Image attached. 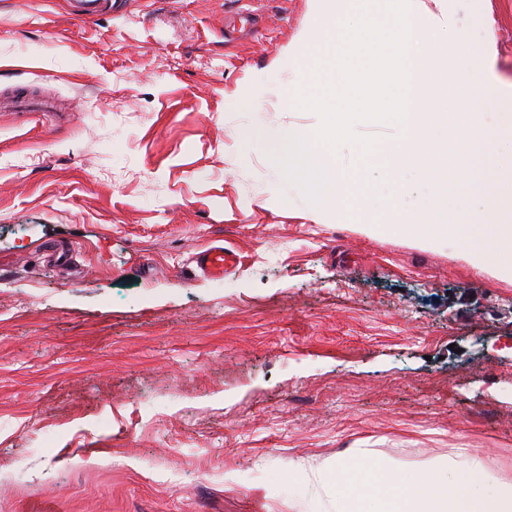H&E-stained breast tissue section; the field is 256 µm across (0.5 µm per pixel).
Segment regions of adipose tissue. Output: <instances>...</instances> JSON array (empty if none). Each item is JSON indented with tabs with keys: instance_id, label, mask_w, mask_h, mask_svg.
Masks as SVG:
<instances>
[{
	"instance_id": "obj_1",
	"label": "adipose tissue",
	"mask_w": 512,
	"mask_h": 512,
	"mask_svg": "<svg viewBox=\"0 0 512 512\" xmlns=\"http://www.w3.org/2000/svg\"><path fill=\"white\" fill-rule=\"evenodd\" d=\"M492 468L474 458L403 473L360 448L312 469L294 464L288 474L335 491L336 512H512V485L495 482Z\"/></svg>"
}]
</instances>
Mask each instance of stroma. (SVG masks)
Masks as SVG:
<instances>
[{"mask_svg":"<svg viewBox=\"0 0 512 512\" xmlns=\"http://www.w3.org/2000/svg\"><path fill=\"white\" fill-rule=\"evenodd\" d=\"M0 0V512H331L356 448L512 484V277L288 181L319 0ZM512 127V0H424ZM236 256L201 277L200 251Z\"/></svg>","mask_w":512,"mask_h":512,"instance_id":"1","label":"stroma"}]
</instances>
